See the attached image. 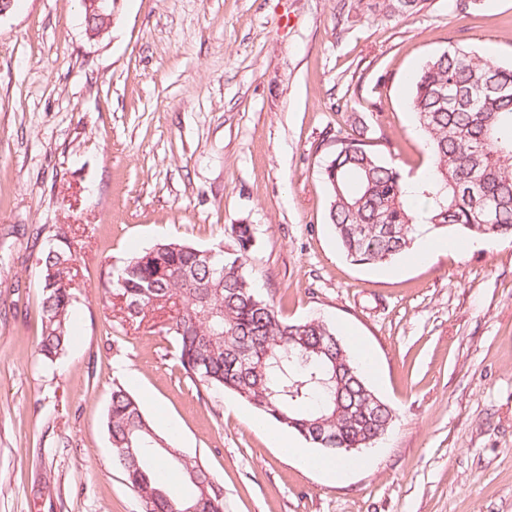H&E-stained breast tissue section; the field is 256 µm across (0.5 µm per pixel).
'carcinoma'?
I'll return each instance as SVG.
<instances>
[{
    "instance_id": "cac0c4a2",
    "label": "carcinoma",
    "mask_w": 512,
    "mask_h": 512,
    "mask_svg": "<svg viewBox=\"0 0 512 512\" xmlns=\"http://www.w3.org/2000/svg\"><path fill=\"white\" fill-rule=\"evenodd\" d=\"M418 0H382L389 16L412 13ZM409 107L430 157L412 182L393 159L361 135L336 137L323 175L328 221L350 261L382 264L412 249L424 232L512 235V63L463 46L428 58L410 76ZM41 253L39 352L56 362L72 340L71 291L76 255L65 225ZM254 235L233 224L207 249L162 241L107 272L104 286L124 297L131 319L169 310L166 333L178 345L187 378L208 392L228 391L329 456L372 448L390 430L395 409L368 385L336 329L318 318L283 319L248 270ZM107 431L142 512H224V495L197 458L175 457L138 401L112 387ZM176 470L193 493L173 494L158 469Z\"/></svg>"
}]
</instances>
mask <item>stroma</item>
Instances as JSON below:
<instances>
[{
	"label": "stroma",
	"mask_w": 512,
	"mask_h": 512,
	"mask_svg": "<svg viewBox=\"0 0 512 512\" xmlns=\"http://www.w3.org/2000/svg\"><path fill=\"white\" fill-rule=\"evenodd\" d=\"M114 0L88 39L79 0L0 15V512H140L106 428L121 383L224 487L225 512H512V237L433 234L428 258L357 265L327 221L324 139L429 157L409 75L448 45L512 61V0ZM65 224L73 339L39 354L38 259ZM250 225L248 267L291 322L359 339L396 411L366 464L306 469L231 393L197 391L164 312L127 318L103 270L161 240L205 249Z\"/></svg>",
	"instance_id": "stroma-1"
}]
</instances>
